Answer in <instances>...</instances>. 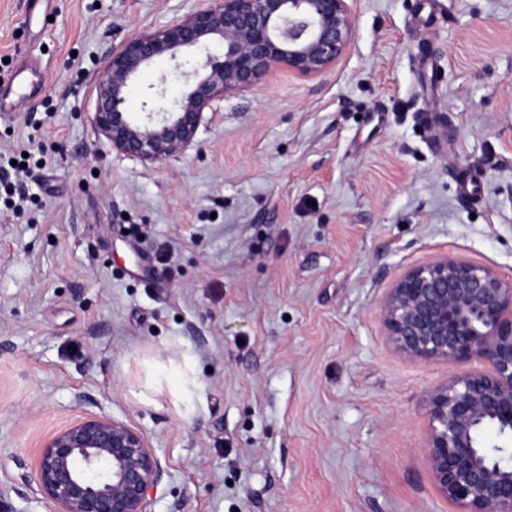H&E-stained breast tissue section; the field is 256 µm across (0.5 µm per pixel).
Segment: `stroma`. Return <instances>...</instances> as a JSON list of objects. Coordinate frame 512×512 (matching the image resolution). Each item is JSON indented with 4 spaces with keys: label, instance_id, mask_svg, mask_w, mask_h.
I'll return each instance as SVG.
<instances>
[{
    "label": "stroma",
    "instance_id": "obj_1",
    "mask_svg": "<svg viewBox=\"0 0 512 512\" xmlns=\"http://www.w3.org/2000/svg\"><path fill=\"white\" fill-rule=\"evenodd\" d=\"M205 4L0 0V80L32 84L0 98V483L107 414L160 459L149 512H456L423 448L454 368L378 306L441 255L512 278V0H350L325 73L225 95L181 156L112 151L107 51Z\"/></svg>",
    "mask_w": 512,
    "mask_h": 512
}]
</instances>
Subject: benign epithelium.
I'll return each instance as SVG.
<instances>
[{
	"label": "benign epithelium",
	"instance_id": "1",
	"mask_svg": "<svg viewBox=\"0 0 512 512\" xmlns=\"http://www.w3.org/2000/svg\"><path fill=\"white\" fill-rule=\"evenodd\" d=\"M354 27L348 0H208L184 18L133 34L110 51L94 80L91 123L117 153L159 163L194 145L205 111L227 93L249 90L272 74L326 72L347 53ZM217 40L181 72L187 91L168 110L166 78L150 85L142 119L126 109L132 80L154 59ZM379 316L393 347L409 359L453 366L478 360L485 369L460 371L424 396V445L439 493L457 512H512V467L488 462L477 437L490 422L512 434V279L488 266L449 255L411 268L387 289ZM23 484L50 512H147V496L162 472L138 429L109 415H92L48 435Z\"/></svg>",
	"mask_w": 512,
	"mask_h": 512
}]
</instances>
